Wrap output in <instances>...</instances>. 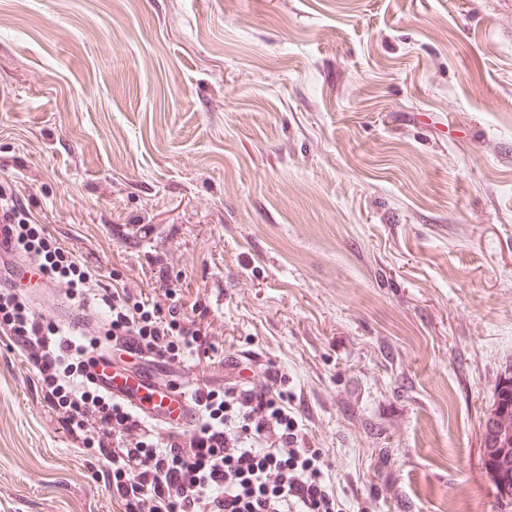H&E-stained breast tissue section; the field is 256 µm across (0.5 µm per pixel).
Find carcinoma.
Wrapping results in <instances>:
<instances>
[{
    "label": "carcinoma",
    "instance_id": "1",
    "mask_svg": "<svg viewBox=\"0 0 512 512\" xmlns=\"http://www.w3.org/2000/svg\"><path fill=\"white\" fill-rule=\"evenodd\" d=\"M483 464L491 476L496 496L508 491L512 503V375L506 374L497 387L493 410L485 421Z\"/></svg>",
    "mask_w": 512,
    "mask_h": 512
}]
</instances>
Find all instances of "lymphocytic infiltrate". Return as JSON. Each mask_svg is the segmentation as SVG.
<instances>
[{
    "mask_svg": "<svg viewBox=\"0 0 512 512\" xmlns=\"http://www.w3.org/2000/svg\"><path fill=\"white\" fill-rule=\"evenodd\" d=\"M0 238L33 261L48 285H64L77 311L85 310L92 295L89 268L2 184ZM100 300L106 336L128 353L178 363L205 345L177 304L134 302L116 292ZM84 323L80 316L60 325L37 312L19 288L0 287V332L12 336L36 370L61 427L111 459L112 492L125 512H341L322 450L303 444L287 377L269 371L257 383L196 388L197 425L163 436L86 383L84 358L95 344Z\"/></svg>",
    "mask_w": 512,
    "mask_h": 512,
    "instance_id": "f902f5d3",
    "label": "lymphocytic infiltrate"
}]
</instances>
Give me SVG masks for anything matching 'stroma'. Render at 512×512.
<instances>
[{"instance_id": "1", "label": "stroma", "mask_w": 512, "mask_h": 512, "mask_svg": "<svg viewBox=\"0 0 512 512\" xmlns=\"http://www.w3.org/2000/svg\"><path fill=\"white\" fill-rule=\"evenodd\" d=\"M101 288L288 377L343 512H512V0H0V182ZM0 333V512H124ZM493 410L485 421L483 464L491 476L496 497L512 499V375L505 374L497 387ZM506 487L509 500L501 492Z\"/></svg>"}]
</instances>
